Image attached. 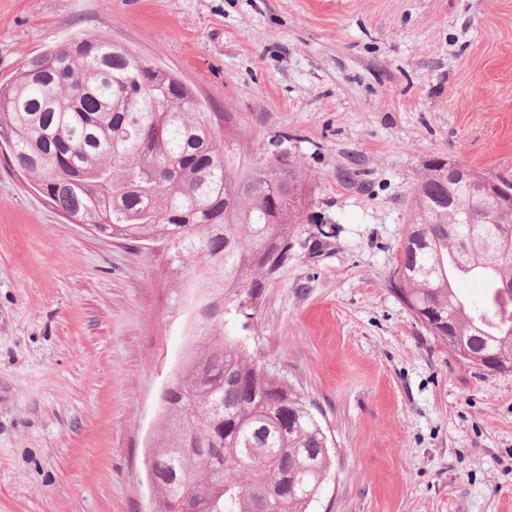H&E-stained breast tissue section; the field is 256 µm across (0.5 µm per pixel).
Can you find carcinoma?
<instances>
[{
  "label": "carcinoma",
  "instance_id": "cac0c4a2",
  "mask_svg": "<svg viewBox=\"0 0 512 512\" xmlns=\"http://www.w3.org/2000/svg\"><path fill=\"white\" fill-rule=\"evenodd\" d=\"M103 37H76L31 59L0 85V142L38 192L118 240L182 241L207 287L257 297L288 256L305 179L287 155L237 162L217 118L173 74ZM435 159L418 181L391 279L416 321L474 368L494 354L512 366V213L450 204ZM478 279L481 309L455 285ZM156 512H252L277 473L287 488L269 512H309L327 479V434L310 404L224 335V315L202 323L178 367L155 435Z\"/></svg>",
  "mask_w": 512,
  "mask_h": 512
}]
</instances>
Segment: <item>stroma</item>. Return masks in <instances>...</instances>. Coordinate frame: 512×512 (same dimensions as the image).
I'll return each mask as SVG.
<instances>
[{
  "mask_svg": "<svg viewBox=\"0 0 512 512\" xmlns=\"http://www.w3.org/2000/svg\"><path fill=\"white\" fill-rule=\"evenodd\" d=\"M80 35L176 73L244 163L288 135L306 209L224 333L315 405L335 456L310 512H512V371L391 287L433 159L512 175V0H0V83ZM202 286L180 243L72 223L0 157V512H146Z\"/></svg>",
  "mask_w": 512,
  "mask_h": 512,
  "instance_id": "stroma-1",
  "label": "stroma"
}]
</instances>
